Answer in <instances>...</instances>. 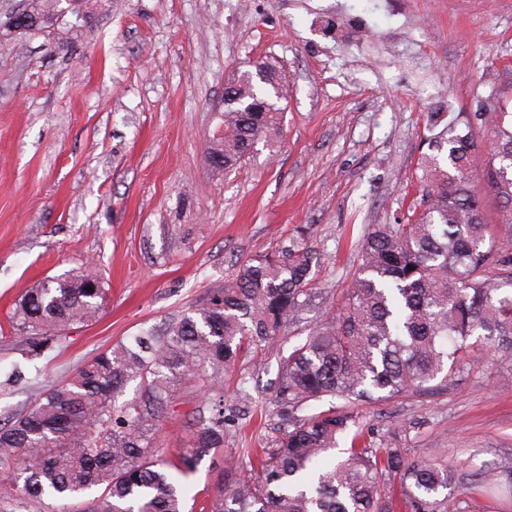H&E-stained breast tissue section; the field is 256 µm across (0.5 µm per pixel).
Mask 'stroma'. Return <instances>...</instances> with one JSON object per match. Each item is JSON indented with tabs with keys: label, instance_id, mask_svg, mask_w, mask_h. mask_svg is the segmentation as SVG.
Here are the masks:
<instances>
[{
	"label": "stroma",
	"instance_id": "stroma-1",
	"mask_svg": "<svg viewBox=\"0 0 512 512\" xmlns=\"http://www.w3.org/2000/svg\"><path fill=\"white\" fill-rule=\"evenodd\" d=\"M28 2L0 0V324L26 288L89 267L106 304L39 359L0 339L1 417L112 344L163 329L304 227L314 294L288 331L298 343L340 305L371 225L419 198L430 114L473 112L491 88H512V0H60L41 28H3ZM259 57L288 73L281 131L214 168L224 85ZM17 365L24 380L10 378ZM504 374L512 361L480 354L437 393L356 411L364 429L401 427L409 456L447 459L448 512H512V495L476 478L512 479ZM277 382L270 355L225 374L235 419L223 453L189 473L190 494L279 437ZM243 385L266 401L261 415L240 402ZM204 407L187 384L165 409L171 459Z\"/></svg>",
	"mask_w": 512,
	"mask_h": 512
}]
</instances>
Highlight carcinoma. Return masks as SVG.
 Here are the masks:
<instances>
[{"mask_svg":"<svg viewBox=\"0 0 512 512\" xmlns=\"http://www.w3.org/2000/svg\"><path fill=\"white\" fill-rule=\"evenodd\" d=\"M54 3L34 0L4 25L17 28L22 15L43 24ZM262 63L276 83L238 76L240 111L222 113L224 135L208 151L215 168L237 165L280 132L274 99L285 77L277 61ZM499 97L490 91L482 112L431 117L419 203L393 224L372 225L342 306L297 345L286 349L281 338L311 297L313 256L301 232L288 248L247 259L162 333L112 345L0 423V512H56L58 500L75 501L72 512H183L180 477L224 450V371L243 353L270 350L288 427L275 447L224 470L200 512H396L397 483L407 512H445L447 462L408 457L394 427L379 436L334 406L303 411L327 397L361 405L436 390L476 351L512 360V111ZM103 300L92 271L26 289L9 315L22 357L53 351ZM136 380L139 397L119 401ZM192 383L210 413L192 423L191 446L174 463L156 442V420Z\"/></svg>","mask_w":512,"mask_h":512,"instance_id":"carcinoma-1","label":"carcinoma"}]
</instances>
